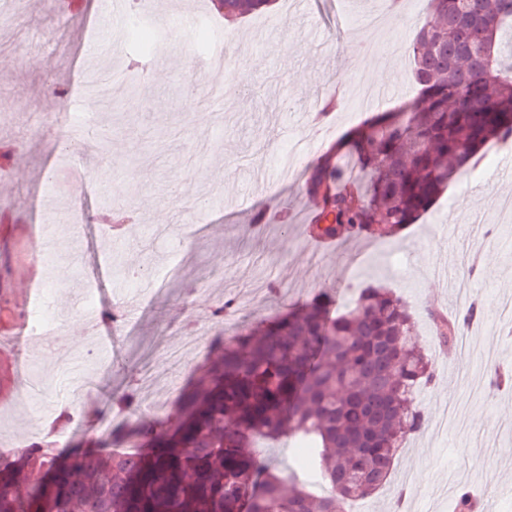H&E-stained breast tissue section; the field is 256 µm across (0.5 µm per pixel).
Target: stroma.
<instances>
[{
  "instance_id": "obj_1",
  "label": "stroma",
  "mask_w": 512,
  "mask_h": 512,
  "mask_svg": "<svg viewBox=\"0 0 512 512\" xmlns=\"http://www.w3.org/2000/svg\"><path fill=\"white\" fill-rule=\"evenodd\" d=\"M385 2L275 0L228 19L216 0H140L154 29L192 11L205 27L201 43L158 38L144 73L129 70L142 47L114 38L123 22L104 15V0H36L13 11L0 37V450L26 448L34 418L18 394L31 363L52 368L28 342L34 304L26 281L55 280L52 309L82 338L86 324L76 311L86 291L101 307L117 305L130 292L123 270L154 267L157 291L137 300L130 333L157 343L190 319L230 337L237 319L256 324L326 288L340 312L375 286L408 305L434 381L417 396L425 429L398 453L385 486L356 508L454 512L462 493L479 499L494 487L495 512H512V328L498 318L499 302L512 298V226L496 222L500 198L512 195V156L486 154L478 173L453 182L416 223L380 238L318 251L304 222L315 207L303 191L307 168L369 115L352 107L366 65L392 70L386 108L417 95L408 54L376 58L366 48L408 44L427 0H404L394 14ZM95 60L113 75L111 104L82 99L77 107L110 142L67 156L63 111L50 87L79 91L74 69ZM332 96L338 105L325 124L293 126ZM294 139L305 147L287 183L278 157ZM109 196L134 209L132 223L103 221ZM219 197L229 205L211 223L185 225L188 210ZM258 212L271 225L261 236L249 229ZM71 224L81 225L78 237H69ZM180 224L183 245L170 236ZM49 230L64 242V263H46L33 247L34 235ZM468 265L484 314L464 333L470 354L450 357L431 316L460 314L454 272ZM217 268L224 279L213 278ZM222 297L235 304L217 323L212 301ZM93 341L106 378L98 406L131 383L135 364L119 359L111 335Z\"/></svg>"
}]
</instances>
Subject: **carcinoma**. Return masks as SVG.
<instances>
[{"label":"carcinoma","mask_w":512,"mask_h":512,"mask_svg":"<svg viewBox=\"0 0 512 512\" xmlns=\"http://www.w3.org/2000/svg\"><path fill=\"white\" fill-rule=\"evenodd\" d=\"M268 0H221L224 15ZM408 45L421 97L374 112L340 150L362 180L316 161L305 191L318 204L313 233L386 234L414 223L485 150L512 144V0H428ZM452 342L458 326L434 317ZM405 302L360 291L334 315L328 295L241 333L211 338L178 414L127 421L93 440L52 436L23 457L0 456V512H345L380 490L425 419L417 392L433 381L414 343ZM139 392H115L106 410L131 412ZM289 435L307 446L326 491L272 469L252 438Z\"/></svg>","instance_id":"1"}]
</instances>
